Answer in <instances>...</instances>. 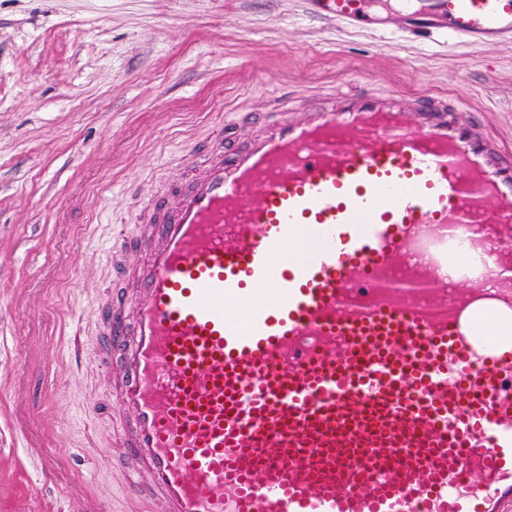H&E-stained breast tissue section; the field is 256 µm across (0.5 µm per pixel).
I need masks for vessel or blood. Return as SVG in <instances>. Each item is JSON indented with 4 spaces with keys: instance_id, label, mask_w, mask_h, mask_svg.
Masks as SVG:
<instances>
[{
    "instance_id": "1",
    "label": "vessel or blood",
    "mask_w": 512,
    "mask_h": 512,
    "mask_svg": "<svg viewBox=\"0 0 512 512\" xmlns=\"http://www.w3.org/2000/svg\"><path fill=\"white\" fill-rule=\"evenodd\" d=\"M392 11L512 34V0ZM183 177L112 296L127 484L163 512H512V148L366 91Z\"/></svg>"
}]
</instances>
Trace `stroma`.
Here are the masks:
<instances>
[{
	"label": "stroma",
	"mask_w": 512,
	"mask_h": 512,
	"mask_svg": "<svg viewBox=\"0 0 512 512\" xmlns=\"http://www.w3.org/2000/svg\"><path fill=\"white\" fill-rule=\"evenodd\" d=\"M442 98L512 142V37L356 28L307 0H0V512L131 494L103 318L190 154L341 91ZM54 456L44 468V456Z\"/></svg>",
	"instance_id": "1"
}]
</instances>
